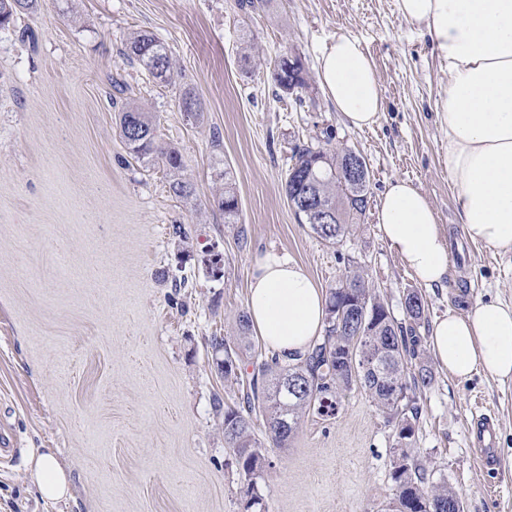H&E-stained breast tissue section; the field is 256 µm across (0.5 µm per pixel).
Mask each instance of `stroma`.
Returning <instances> with one entry per match:
<instances>
[{
    "label": "stroma",
    "mask_w": 512,
    "mask_h": 512,
    "mask_svg": "<svg viewBox=\"0 0 512 512\" xmlns=\"http://www.w3.org/2000/svg\"><path fill=\"white\" fill-rule=\"evenodd\" d=\"M162 41L171 82L124 53L134 33ZM340 33L371 55L383 109L349 126L322 89L318 58ZM267 59L301 57L307 87L283 96ZM448 70L427 33L395 0H270L245 13L237 0H39L0 30V512H381L393 493L396 438L360 387L332 417L303 416L287 447L247 475L224 443L214 396L235 401L210 336H233L252 265L267 252L302 264L322 288L352 267L398 321L419 289L417 390L420 461L464 499L466 512H512V381L458 380L429 348L435 321L479 299L512 304V252L471 242L459 222L438 112ZM191 90L200 116L181 110ZM150 112L176 148L189 199L162 167L131 159L118 104ZM362 154L369 205L350 235L320 240L289 207L284 183L296 146ZM233 173L240 224L213 196ZM412 181L449 240L448 276L420 286L383 240L376 206L388 183ZM224 261L211 270L213 252ZM188 277L189 289L175 282ZM498 421L497 463L469 441L476 416ZM53 450L71 495L43 499L35 458ZM260 507H247L249 494Z\"/></svg>",
    "instance_id": "35a3bbf8"
}]
</instances>
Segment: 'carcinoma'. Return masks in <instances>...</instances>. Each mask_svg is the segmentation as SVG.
I'll use <instances>...</instances> for the list:
<instances>
[{
	"instance_id": "1",
	"label": "carcinoma",
	"mask_w": 512,
	"mask_h": 512,
	"mask_svg": "<svg viewBox=\"0 0 512 512\" xmlns=\"http://www.w3.org/2000/svg\"><path fill=\"white\" fill-rule=\"evenodd\" d=\"M38 0H0V27L9 26L14 17L36 7ZM125 55L151 70L155 59L162 60V81L172 80V63L163 43L151 34H134ZM271 75L285 94L307 87L306 78H294L288 72V53L284 52L269 66ZM120 135L130 158L146 166L161 165L176 174L183 170L178 150L159 142L157 127L150 113L126 103L118 113ZM347 151L320 146L295 147L294 163L285 181L288 197L312 196L336 213L333 224H316L312 217L300 212L297 218L328 243H336L350 233L353 224L365 214L369 203L368 186L355 192L343 182ZM224 191L216 200L224 212V223H241L233 176L227 170L219 173ZM345 287L329 289L326 303L325 332L322 338L300 355L281 356L274 352L259 353L253 358V373L247 384L238 389L233 405L213 398L217 414L224 415V441L231 448L244 473L251 474L266 464L262 445L253 435L254 419L266 420L269 438L281 448L295 434L303 413L314 411L332 416L339 411L345 393L355 383L385 414L395 427L397 458L392 472L393 498L387 512H460V495L443 478L415 459V425L419 408L414 391L432 380L426 364L416 369L409 360L418 356L420 337L415 326L424 314L422 295L416 289L407 291L405 310L412 325L397 322L380 295L358 270L342 278ZM236 340L232 347L224 336H212L209 346L216 354L224 380H238L242 351L252 349L249 341L250 319L247 310L235 318ZM360 340H355V337ZM299 382L300 392L288 390V380Z\"/></svg>"
}]
</instances>
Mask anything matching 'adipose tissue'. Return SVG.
Here are the masks:
<instances>
[{"mask_svg": "<svg viewBox=\"0 0 512 512\" xmlns=\"http://www.w3.org/2000/svg\"><path fill=\"white\" fill-rule=\"evenodd\" d=\"M401 18L423 28L448 68L440 119L446 160L467 236L512 252V0H396ZM319 80L337 112L354 127L375 123L382 97L375 67L357 39L334 37L319 60ZM376 218L383 237L424 285L448 272V241L435 211L411 181L394 180ZM325 297L285 254L253 267L247 311L257 336L278 353H305L324 330ZM438 365L458 378L485 373L512 380V305L476 302L448 313L432 331ZM32 476L41 496L61 499L70 481L53 452L39 455Z\"/></svg>", "mask_w": 512, "mask_h": 512, "instance_id": "adipose-tissue-1", "label": "adipose tissue"}]
</instances>
